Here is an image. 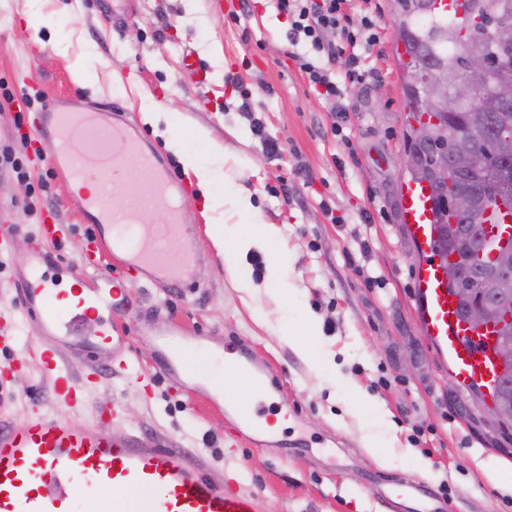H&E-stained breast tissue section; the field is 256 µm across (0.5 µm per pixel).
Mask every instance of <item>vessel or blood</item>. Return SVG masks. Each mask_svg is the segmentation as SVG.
<instances>
[{
    "mask_svg": "<svg viewBox=\"0 0 512 512\" xmlns=\"http://www.w3.org/2000/svg\"><path fill=\"white\" fill-rule=\"evenodd\" d=\"M46 111L54 132L41 139L39 151L67 191L82 193L92 248L70 278L81 294L79 301L61 305L64 292L46 246L61 244L69 227L38 225L28 265L15 285L18 307L0 311V345L15 342L14 320L22 318L38 337L39 369L51 378L63 409L62 415L51 417L30 404L17 425L0 432V512H74L80 473L90 478L91 489L111 491L112 512H256L253 498L226 491L179 449L134 434L115 439L97 427V419L114 409L107 402L92 403L91 374L77 379L71 369L105 350L129 380L140 381L131 329L115 317L126 312L130 287L164 282L193 291L189 273L195 256L178 244L190 189L146 144L122 108L112 107L107 120L99 112L57 111L50 97ZM144 207L162 212V222L136 223ZM400 220L421 251L433 250L438 232L426 183L403 185ZM107 249L123 254V265L118 273L102 276L98 270ZM440 269V262L428 261L417 271L415 303L423 338L436 347L456 384L492 390L495 343L488 333L471 330L458 319L455 297ZM88 320L97 324L95 336L82 332ZM155 342L157 377L178 382L193 394L200 387V366L219 369L224 381L209 387L206 403L224 414L238 437L264 442V403L277 384L250 348L237 345L229 360L204 336H189L178 328L157 332ZM243 382L253 390L246 404L236 393ZM85 409L92 410L94 423L74 425L70 412ZM426 495L423 486L401 481L383 501L392 508L399 500L420 502Z\"/></svg>",
    "mask_w": 512,
    "mask_h": 512,
    "instance_id": "obj_1",
    "label": "vessel or blood"
}]
</instances>
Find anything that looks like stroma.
I'll list each match as a JSON object with an SVG mask.
<instances>
[{"instance_id": "1", "label": "stroma", "mask_w": 512, "mask_h": 512, "mask_svg": "<svg viewBox=\"0 0 512 512\" xmlns=\"http://www.w3.org/2000/svg\"><path fill=\"white\" fill-rule=\"evenodd\" d=\"M130 3V21L116 30L98 0H0V93L28 100L21 110L0 107V148H18L24 168H0V225L23 230L0 267V310L13 304L29 232L50 212L71 227L52 250L62 274L86 245L82 204L50 176L33 117L49 95L67 112L120 106L191 183L186 218L198 261L193 295L164 284L133 289L139 305L123 320L146 382L110 371L106 354L91 362L95 398L117 410L100 430L183 448L226 490L254 498L258 512H387L386 478L445 495L447 512H512V423H497L478 395L452 382L415 310L424 256L398 216L406 114L390 0L355 2L354 19L374 22L361 39L377 42L363 64L369 80L343 86L340 110L312 92L289 57V21L270 0ZM187 49L210 69L207 85L183 66ZM171 127L182 149L169 144ZM268 137L278 154L268 153ZM184 149L213 169L208 189L185 171ZM241 192L251 213L231 209ZM207 195L217 202L208 215ZM256 218L267 229L263 247L228 257L212 246L213 225L231 239ZM305 316L316 320L317 340L300 332ZM163 325L201 332L215 347L244 342L270 364L275 400L288 406L280 447L233 436L201 399L156 377L154 335ZM287 327L298 330L293 340L282 337ZM32 342L27 334L0 351L19 368L0 385V430L31 400L61 411L29 355ZM420 460L427 470L417 469Z\"/></svg>"}]
</instances>
